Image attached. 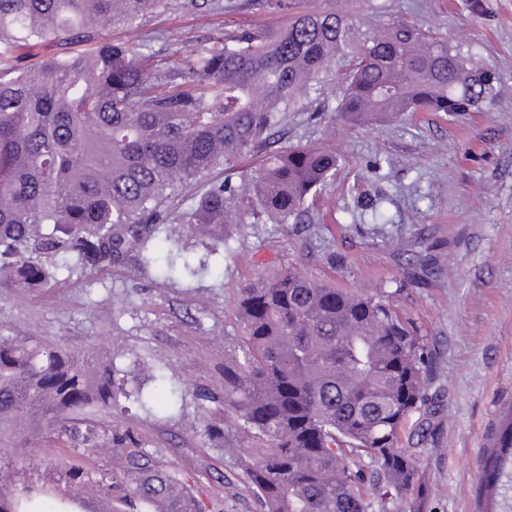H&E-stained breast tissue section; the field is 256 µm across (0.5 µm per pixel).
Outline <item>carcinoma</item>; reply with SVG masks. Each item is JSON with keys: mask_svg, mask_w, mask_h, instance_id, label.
<instances>
[{"mask_svg": "<svg viewBox=\"0 0 512 512\" xmlns=\"http://www.w3.org/2000/svg\"><path fill=\"white\" fill-rule=\"evenodd\" d=\"M255 0L288 23L237 30L196 53L110 38L197 0H0V50L56 45L28 65L0 66V289L46 288L53 270L154 262L161 226L223 243L242 224H303L341 157L280 143L279 128L334 60L348 59L335 107L374 125L403 112L479 110L493 77L438 32L397 21L367 33L336 0ZM70 45H83L76 53ZM245 157L257 159L243 170ZM221 169L224 180L211 182ZM239 181H233V176ZM200 193L187 210V188ZM241 333L224 348V410L249 437L245 470L264 512H370L425 488L417 449L401 443L411 414L430 405L429 349L388 295L315 282L284 269L241 290ZM111 353L0 333V433L41 428L61 448L125 449L121 477H92L82 459L63 484L17 486L0 475V512H84L79 496L146 512H200L188 486L131 435L77 417L112 413L135 397ZM484 495L508 507L512 407L484 459Z\"/></svg>", "mask_w": 512, "mask_h": 512, "instance_id": "1", "label": "carcinoma"}]
</instances>
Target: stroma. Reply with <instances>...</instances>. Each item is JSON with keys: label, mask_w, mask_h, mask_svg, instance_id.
Returning <instances> with one entry per match:
<instances>
[{"label": "stroma", "mask_w": 512, "mask_h": 512, "mask_svg": "<svg viewBox=\"0 0 512 512\" xmlns=\"http://www.w3.org/2000/svg\"><path fill=\"white\" fill-rule=\"evenodd\" d=\"M360 14L379 30L413 20L447 36L471 66L495 75L478 112H406L371 126L337 122L324 136L314 109L333 111L330 76L289 113L292 144L325 143L344 159L321 192L320 223L245 224L226 244L186 236L197 275L164 277L134 261L94 274L59 271L52 288L0 292V331L60 342L87 353L110 349L130 387L147 384L154 418L137 404L113 411L112 432L191 486L202 512H261L243 471L246 435L224 412V349L239 338L241 288L293 267L317 282L393 295L432 354L427 395L435 409L421 445L427 493L421 512H480L482 454L512 406V0H378ZM255 8L208 7L154 15L112 31L124 42L169 35L190 51L237 29L284 25ZM381 196L380 217L360 213L358 194ZM45 438H0L28 482L56 479L72 456Z\"/></svg>", "instance_id": "stroma-1"}]
</instances>
